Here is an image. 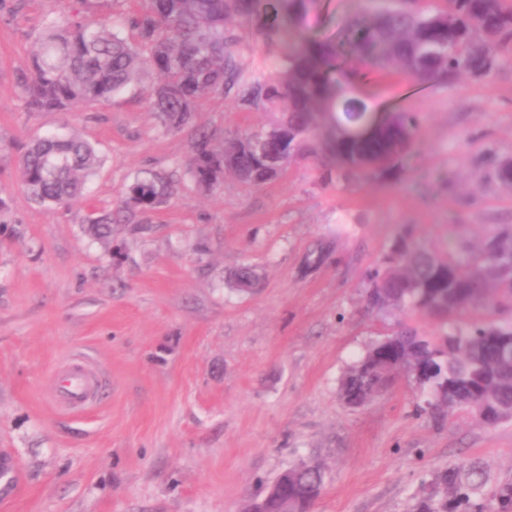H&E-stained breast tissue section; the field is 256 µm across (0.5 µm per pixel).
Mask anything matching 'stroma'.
Here are the masks:
<instances>
[{
    "mask_svg": "<svg viewBox=\"0 0 512 512\" xmlns=\"http://www.w3.org/2000/svg\"><path fill=\"white\" fill-rule=\"evenodd\" d=\"M76 0H0V454L19 487L0 512H240L279 473L320 462L326 488L313 512H412L436 472L463 460L512 475V422L466 410L437 423L399 379L347 407L339 379L403 314L367 310L364 274L394 231L416 224L455 251V227L512 224V189L487 183L489 161L512 158V63L489 79L410 93L390 75L361 85L380 112L422 117L400 180L326 181L312 159L253 187L225 175L210 192L174 183L166 203L120 225L110 246L81 231L91 209L121 202L143 171L182 173L190 131L163 132L137 91L67 112L25 111L18 79L46 16ZM362 0H319L307 27L335 37ZM199 120L227 136L278 115L232 97H204ZM79 131L103 155L85 199L38 206L15 168L19 146ZM329 257L305 271L309 251ZM259 275L231 291L237 269ZM92 357L107 377L81 414L51 401L52 371Z\"/></svg>",
    "mask_w": 512,
    "mask_h": 512,
    "instance_id": "obj_1",
    "label": "stroma"
}]
</instances>
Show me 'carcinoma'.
<instances>
[{"mask_svg": "<svg viewBox=\"0 0 512 512\" xmlns=\"http://www.w3.org/2000/svg\"><path fill=\"white\" fill-rule=\"evenodd\" d=\"M60 20L46 18L32 43L30 69L18 82L29 112H66L75 103L96 106L132 88L158 115L166 132L190 128L185 169L209 191L228 172L260 186L282 174L295 158L321 163L324 177L348 180L408 168L420 121L410 111L373 119V108L351 95L372 75L389 71L425 88L448 85L460 75L489 78L512 61V5L507 0H366L344 20L339 36L325 40L299 28L317 0H147L121 22L91 13L94 0ZM246 17L242 39L227 22ZM296 28L279 56L274 75H244L245 43L272 46ZM135 31L137 42L123 35ZM236 90L237 103L256 112H277L269 128L237 132L216 144L215 132L198 122L204 96ZM21 182L39 205L66 208L85 195L102 164L97 144L77 135H49L27 142L15 159ZM488 177L512 186V160L495 163ZM173 175L146 172L115 210L93 211L84 232L110 243L116 224H133L138 213L166 202ZM469 225H456L461 244L454 254L427 246L408 230L394 233L377 267L366 276L365 300L376 313L418 314L436 330L402 327L372 344L343 375L340 396L350 407L382 394L400 377L415 380L412 367H432L414 388L424 394L416 409L436 421L456 410L487 406L495 427L512 421V225L486 224L482 243L467 245ZM482 309L491 319L463 322ZM407 356L414 366L381 378L377 350ZM288 494L311 512L325 489L320 468L295 475L283 471ZM487 473L475 463L436 473L414 512H512V477L485 490Z\"/></svg>", "mask_w": 512, "mask_h": 512, "instance_id": "cac0c4a2", "label": "carcinoma"}]
</instances>
